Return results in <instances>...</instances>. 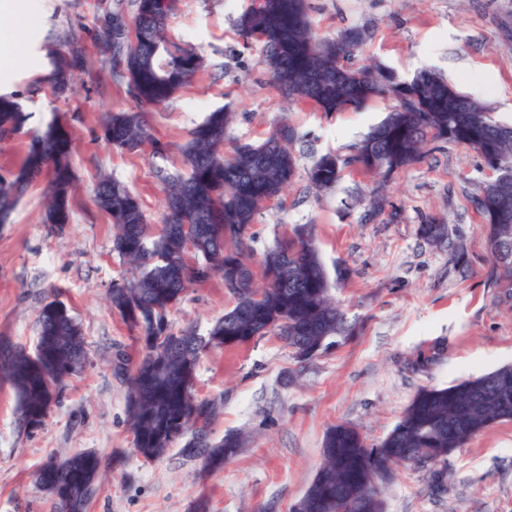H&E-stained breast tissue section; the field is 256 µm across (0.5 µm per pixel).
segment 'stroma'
<instances>
[{
    "label": "stroma",
    "instance_id": "stroma-1",
    "mask_svg": "<svg viewBox=\"0 0 512 512\" xmlns=\"http://www.w3.org/2000/svg\"><path fill=\"white\" fill-rule=\"evenodd\" d=\"M35 19L27 51L2 32L0 55H20L0 75L9 97L28 113L27 129L60 116L73 132L71 222L46 224V181L33 183L0 227V339L34 349L40 308L62 301L80 324L88 363L69 379L43 425L18 423L17 399L0 383V512H55L54 498L36 483L50 456L75 450L103 461L87 512H291L321 461L326 432L355 427L368 444L382 440L424 386H447L512 363V295L495 280V263L481 234L472 198L489 174L480 156L456 143H435L420 163L385 183L344 171L328 192L312 189L307 170L329 152L352 147L389 112L380 97L360 111L325 114L288 99L261 61V41H243L235 20L250 0H182L168 34L194 45L205 59L191 83L153 109L152 132L166 157L116 150L101 137L102 113L131 107L113 83L96 25L132 0H24ZM319 37L348 27L365 29L356 65L378 64L398 80L428 67L455 89L485 101L494 118L512 126V0H309ZM81 37L86 58L72 91L51 84L49 52L69 32ZM235 115L231 138L262 141L280 124L293 126L298 170L294 180L251 225L255 254L312 225L334 295L355 322L352 335L303 362L276 336L215 349L200 360L196 393L219 407L208 436L241 434L244 446L221 470L173 445L155 462L132 455L128 387L116 374L119 355L139 347L108 292L126 266L112 251V225L99 211L93 185L104 175L124 182L148 221L161 225L166 185L156 166L180 167L189 132L218 108ZM384 194L382 215L366 220L369 200ZM445 239L423 240L430 218ZM233 305L220 277L191 288L173 310L176 327L206 333ZM125 451L123 465L112 455ZM384 512H512V421L493 424L446 461L399 464L380 484Z\"/></svg>",
    "mask_w": 512,
    "mask_h": 512
}]
</instances>
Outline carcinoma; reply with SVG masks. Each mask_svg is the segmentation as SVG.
I'll list each match as a JSON object with an SVG mask.
<instances>
[{
	"label": "carcinoma",
	"mask_w": 512,
	"mask_h": 512,
	"mask_svg": "<svg viewBox=\"0 0 512 512\" xmlns=\"http://www.w3.org/2000/svg\"><path fill=\"white\" fill-rule=\"evenodd\" d=\"M132 37L112 40V16L98 27L110 53L112 76L126 84L133 111L104 114L101 132L112 147L128 153L151 148L164 157L168 146L152 133L144 109L169 102L203 68V56L187 44L172 41L168 22L179 0H135ZM240 36L264 43L262 64L289 99L327 114L357 110L381 95L395 105L350 155L320 156L309 169L319 191L335 186L346 168L364 176H388L421 162L433 143L455 142L480 156H491L512 170V127L496 122L489 107L455 90L439 73L419 71L408 84L381 66H355L353 52L366 32L346 28L334 39L315 32L308 0H250L236 19ZM53 54L51 81L66 91L73 72L83 64L80 43L69 40ZM234 114L217 109L196 125L182 148L183 171L158 168L167 186L166 213L159 230L148 224L138 197L122 182L99 178L95 202L112 221V251L127 273L112 281L109 298L141 355L123 357L116 366L129 387L128 419L134 435L132 453L147 462L162 458L184 441L183 452L208 469H220L235 458L242 439L227 433L218 441H197L216 415V404L195 394L197 366L214 348L246 345L273 334L307 361L325 352L335 338L354 326L330 295V283L312 226L297 224L291 234L267 249L259 266L264 289L261 305L252 302L254 269L248 229L266 199L278 198L297 173L292 127H277L264 141L235 142L224 154ZM28 115L14 99L0 95V141L24 133ZM71 134L52 117L30 138L19 167L0 176V226L8 223L20 198L43 173L50 174L47 222L62 229L70 222ZM484 220L481 229L495 258L499 279L512 288V177L485 181L474 197ZM196 226L189 250L180 225ZM422 237L439 243L445 225L431 219L420 225ZM219 275L234 300L231 309L202 336L193 327L177 328L172 310L187 290ZM39 336L29 351L0 341V380L18 400L20 420L40 427L59 398L65 380L84 370L85 338L64 303L53 300L38 314ZM512 421V364L442 388H422L392 431L369 446L353 427L338 424L324 440L322 463L293 512H383L377 482L391 475L398 462L426 455L439 463L494 423ZM102 460L94 452L76 451L51 457L36 482L65 512L75 499L86 512L92 495L86 486L98 481Z\"/></svg>",
	"instance_id": "carcinoma-1"
}]
</instances>
